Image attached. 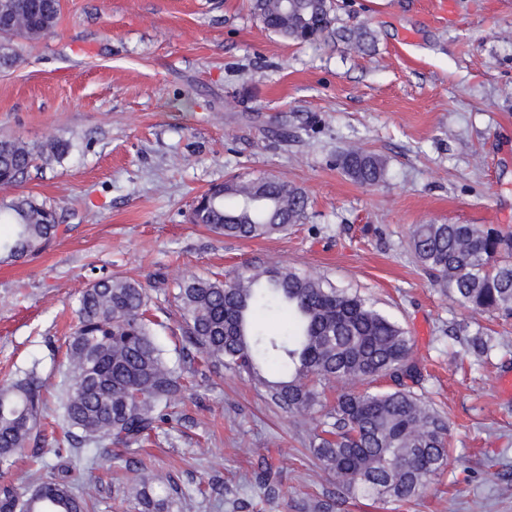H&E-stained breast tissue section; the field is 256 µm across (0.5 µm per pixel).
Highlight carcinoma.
<instances>
[{
    "mask_svg": "<svg viewBox=\"0 0 512 512\" xmlns=\"http://www.w3.org/2000/svg\"><path fill=\"white\" fill-rule=\"evenodd\" d=\"M10 24L0 29V67L14 60L11 40H37L57 25L60 0H0ZM263 28L319 48L333 34L335 0H252ZM365 51L371 32L339 33ZM69 145L56 139L32 146L19 137L0 138V191L17 186L39 159H59ZM336 166L353 182L375 186L386 162L362 148L350 149ZM191 223L240 239L271 236L300 223L306 194L284 178L239 177L203 194ZM0 255L19 260L40 253L58 235L56 211L29 195L0 200ZM410 245L432 285L458 306L478 313L512 312V237L478 224H417ZM183 327L177 359L148 316L141 284L120 277L93 279L81 292L77 323L66 346L68 373L62 403V439L76 455L54 466L35 463L23 494L0 492V512H96L93 489L73 490L72 474L112 457L109 446L148 439L171 419V400L182 390L180 362L193 354L247 378L267 399L293 416L322 413L323 434L310 443L313 455L336 475L345 495L411 501L448 462V426L442 415L405 381L419 372L411 338L356 293L323 277L285 266L244 263L229 280L183 276L176 281ZM277 313L279 332L263 329ZM40 362L0 384V466L42 437L44 401ZM379 376L395 388L341 391L331 407L323 385L356 384ZM132 494L146 512H171L167 485L147 467L129 468Z\"/></svg>",
    "mask_w": 512,
    "mask_h": 512,
    "instance_id": "cac0c4a2",
    "label": "carcinoma"
}]
</instances>
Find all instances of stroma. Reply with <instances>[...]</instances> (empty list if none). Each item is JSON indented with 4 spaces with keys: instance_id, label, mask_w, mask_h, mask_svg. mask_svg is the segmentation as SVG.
<instances>
[{
    "instance_id": "1",
    "label": "stroma",
    "mask_w": 512,
    "mask_h": 512,
    "mask_svg": "<svg viewBox=\"0 0 512 512\" xmlns=\"http://www.w3.org/2000/svg\"><path fill=\"white\" fill-rule=\"evenodd\" d=\"M335 29L367 27L364 53L315 49L266 31L250 0H60L45 37L14 40L0 69V136L69 144L18 186L57 208L62 233L38 255L0 262V382L39 359L57 426L66 343L95 277L141 283L161 338L179 335L183 274L225 279L244 263L285 264L357 293L401 324L417 393L449 424L448 463L410 502L342 495L313 456L318 429L246 378L201 360L174 419L143 444L75 477L98 512H141L128 465L173 476L190 512H512V315L467 311L411 252L415 224L512 232V0H335ZM358 144L387 177L361 186L336 167ZM278 176L304 190L288 232L236 239L190 221L197 198L234 178ZM493 339L476 357L475 332ZM267 474L275 498L255 480Z\"/></svg>"
}]
</instances>
